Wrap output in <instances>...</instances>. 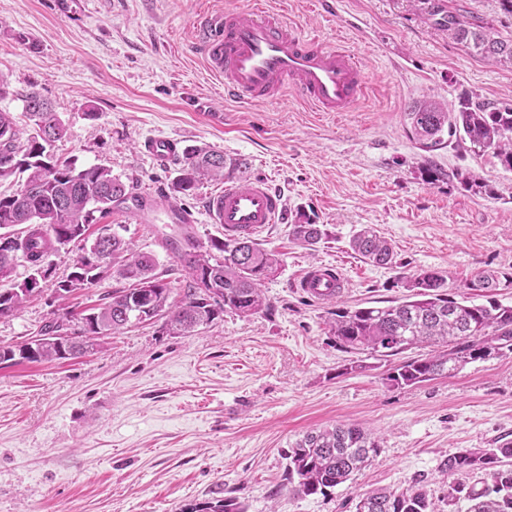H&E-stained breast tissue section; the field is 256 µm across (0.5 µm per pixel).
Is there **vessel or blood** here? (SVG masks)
Masks as SVG:
<instances>
[{
  "mask_svg": "<svg viewBox=\"0 0 512 512\" xmlns=\"http://www.w3.org/2000/svg\"><path fill=\"white\" fill-rule=\"evenodd\" d=\"M196 42L210 69L223 77L224 95L239 102L276 100L293 89L317 112H347L365 96L367 78L358 56L344 45L302 35L297 28L263 10L227 9L202 15L196 24ZM143 153L166 161L178 153L168 137H150ZM208 215L223 225L224 233H256L281 221L280 193L265 180H230L211 195ZM296 285L316 299L339 293L344 280L330 267L304 270Z\"/></svg>",
  "mask_w": 512,
  "mask_h": 512,
  "instance_id": "b4317fda",
  "label": "vessel or blood"
}]
</instances>
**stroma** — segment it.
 <instances>
[{
	"instance_id": "obj_1",
	"label": "stroma",
	"mask_w": 512,
	"mask_h": 512,
	"mask_svg": "<svg viewBox=\"0 0 512 512\" xmlns=\"http://www.w3.org/2000/svg\"><path fill=\"white\" fill-rule=\"evenodd\" d=\"M252 2L0 0V79L8 83L0 110L26 124L24 98L38 92L67 129L57 158L106 166L153 196L146 223L117 210L96 223L155 255L170 303L180 302L187 280L171 245L187 233L203 243L223 237L204 203L224 185L171 195L179 163L143 154L146 138L219 149L281 191L285 204L283 222L257 236L282 258L263 287L269 309L229 312L189 335L160 320L142 323L80 358L0 366V512H181L228 497L246 512H355L358 494L414 484L448 512L449 455L512 441V355L394 388L384 376L399 357L364 353L362 369L344 373L349 355L329 326L336 309L401 301L396 278L418 270L441 272L450 294L477 303L487 296L463 292L465 281L512 274V171L454 136L423 151L404 120L416 100H512V61L487 60L450 39L417 0H264L305 35L354 50L369 90L348 112L312 111L289 91L275 102L239 103L225 99L193 27L203 11ZM431 2L512 40V15L499 0ZM429 163L444 179L427 183ZM468 178L475 187L465 186ZM481 183L489 193L478 191ZM173 206L193 223L173 220ZM301 212L328 230L315 249L289 236ZM365 226L390 241L397 267L351 250ZM79 254L72 245L50 256L41 292L0 318V346L22 344L64 309L96 306L124 288L108 275L58 300L55 284ZM320 264L346 280L330 302L296 286ZM337 423L373 430L378 456L327 493H296L290 449Z\"/></svg>"
}]
</instances>
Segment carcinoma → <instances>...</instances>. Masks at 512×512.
I'll return each mask as SVG.
<instances>
[{
  "label": "carcinoma",
  "mask_w": 512,
  "mask_h": 512,
  "mask_svg": "<svg viewBox=\"0 0 512 512\" xmlns=\"http://www.w3.org/2000/svg\"><path fill=\"white\" fill-rule=\"evenodd\" d=\"M448 37L473 48L484 58H511L512 42L500 40L482 26L448 14ZM31 121L21 137L14 117L0 111V181L18 173L27 177L11 194L0 193V229L8 232L24 226L6 247H0V280L11 276L18 258L28 263L29 274L47 258L71 243L86 239L94 213H110L123 204L132 186L112 175L103 165L78 169L59 162L48 150L66 135L57 113L36 92L25 97ZM407 124L420 149L430 152L443 145L444 135L460 134L473 151L490 154L512 170V104L490 105L469 95L459 107L449 109L435 101H416L405 112ZM245 164L209 146L190 145L182 151L181 166L169 189L189 196L204 182L224 181L244 173ZM293 240L312 248L328 237L324 225L305 213L292 225ZM104 265L86 261L57 282L55 293L65 299L88 288L110 272L130 282L112 292L110 301L79 314L70 310L40 331L42 339L0 347V364L54 362L78 358L109 336L128 326L157 317L167 318L169 329L184 334L208 326L227 311L249 316L268 307L262 292L281 265L279 254L250 236L213 238L209 248L184 238L173 246L189 281L180 303L168 302L167 284L156 273L157 262L148 252L129 246L117 234L96 238ZM351 249L376 265L395 263L391 243L373 230L363 228L352 237ZM204 278L213 284L199 294L196 283ZM407 292L404 301L384 307L338 308L330 323L336 345L349 353L366 351L389 357L416 347H430L426 356L409 357L386 376L394 387H411L438 377L455 375L465 365L512 353V306L491 298L485 304L456 299L446 292L444 275L422 270L397 278ZM493 274L475 276L470 289L505 288ZM35 293L26 281L0 290V317L18 312ZM379 441L354 425L337 424L306 433L288 453V479L300 494L324 493L345 483L369 466L379 453ZM483 474L471 485L457 483L448 490V512H512V441L495 448H468L448 456V474ZM181 512H245L234 498L185 506ZM356 512H435L427 490L412 486L402 491L376 490L359 495Z\"/></svg>",
  "instance_id": "cac0c4a2"
}]
</instances>
